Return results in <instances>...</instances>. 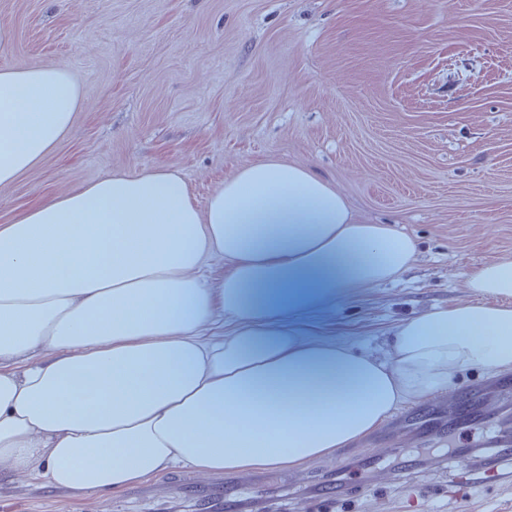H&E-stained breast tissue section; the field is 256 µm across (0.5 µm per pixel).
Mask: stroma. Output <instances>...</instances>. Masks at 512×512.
<instances>
[{
	"label": "stroma",
	"mask_w": 512,
	"mask_h": 512,
	"mask_svg": "<svg viewBox=\"0 0 512 512\" xmlns=\"http://www.w3.org/2000/svg\"><path fill=\"white\" fill-rule=\"evenodd\" d=\"M56 66L80 93L70 131L0 186V224L40 200L117 173H179L198 205L244 166L278 159L315 171L371 224L418 251L400 280L358 288L289 326L363 353H389L402 321L474 301L471 269L512 255V0H0V70ZM421 403L367 439L282 471L231 472L275 488L342 479L343 512H512V487L453 493L430 470L411 502L362 455L445 444L413 433ZM190 470L112 492L53 491L0 472V512H149L191 506Z\"/></svg>",
	"instance_id": "obj_1"
}]
</instances>
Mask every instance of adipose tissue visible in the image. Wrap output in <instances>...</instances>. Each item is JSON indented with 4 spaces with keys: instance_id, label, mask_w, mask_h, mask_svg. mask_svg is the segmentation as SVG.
<instances>
[{
    "instance_id": "ef3b65f1",
    "label": "adipose tissue",
    "mask_w": 512,
    "mask_h": 512,
    "mask_svg": "<svg viewBox=\"0 0 512 512\" xmlns=\"http://www.w3.org/2000/svg\"><path fill=\"white\" fill-rule=\"evenodd\" d=\"M58 67L0 71V185L72 126ZM416 241L366 224L308 169L242 168L199 208L180 176L116 174L0 225V470L58 490L119 491L163 470L289 469L380 428L460 372L512 370V256L467 276L478 299L394 329L387 357L289 329L315 290L259 309L290 273L338 291L400 278ZM223 255V275L199 269ZM229 335L209 339L216 315Z\"/></svg>"
}]
</instances>
